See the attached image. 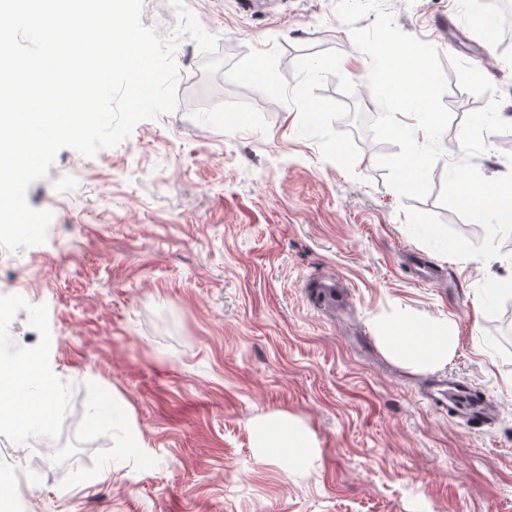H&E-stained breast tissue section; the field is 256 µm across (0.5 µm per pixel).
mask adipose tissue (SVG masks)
I'll use <instances>...</instances> for the list:
<instances>
[{
  "label": "adipose tissue",
  "mask_w": 512,
  "mask_h": 512,
  "mask_svg": "<svg viewBox=\"0 0 512 512\" xmlns=\"http://www.w3.org/2000/svg\"><path fill=\"white\" fill-rule=\"evenodd\" d=\"M459 205L479 209L487 219L512 225V181L485 190L476 184L458 189ZM376 339L390 359L416 371H432L447 365L458 347L457 327L451 321H423L415 313L399 310L377 319ZM58 415L53 392L40 360L31 356L20 365L0 363V424L24 427L44 423ZM257 448L269 455L274 448H307V431L287 417L263 419L254 426Z\"/></svg>",
  "instance_id": "ef3b65f1"
}]
</instances>
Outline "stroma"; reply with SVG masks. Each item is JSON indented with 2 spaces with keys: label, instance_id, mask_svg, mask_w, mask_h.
<instances>
[{
  "label": "stroma",
  "instance_id": "obj_1",
  "mask_svg": "<svg viewBox=\"0 0 512 512\" xmlns=\"http://www.w3.org/2000/svg\"><path fill=\"white\" fill-rule=\"evenodd\" d=\"M185 4L222 68L205 73L182 38L176 109L94 157L61 149L26 191L52 214L45 243L0 250V360L40 356L59 410L35 431L0 426L11 512H512V292L488 297L512 278V230L454 189L512 177V43L484 38L479 0H384L448 78L419 201L377 163L398 146L352 131V111L380 107L335 0ZM259 61L270 79H246ZM331 273L351 302L341 323L314 286ZM396 305L456 323L442 372L497 404L494 425L422 403L428 374L375 338ZM274 416L310 451L263 457L253 427ZM34 446L41 479L16 455Z\"/></svg>",
  "mask_w": 512,
  "mask_h": 512
}]
</instances>
